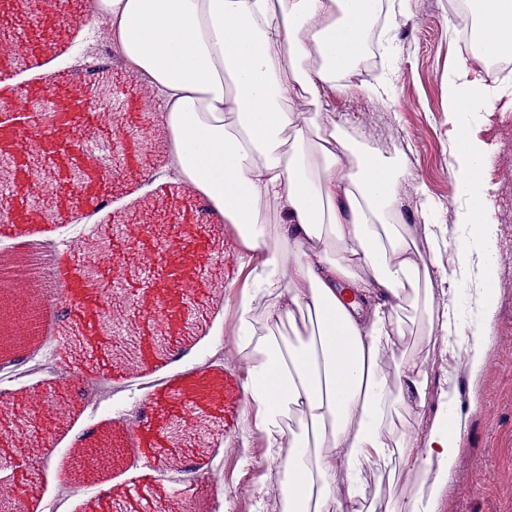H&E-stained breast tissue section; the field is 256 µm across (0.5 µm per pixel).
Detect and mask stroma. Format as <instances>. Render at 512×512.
Here are the masks:
<instances>
[{
    "instance_id": "obj_1",
    "label": "stroma",
    "mask_w": 512,
    "mask_h": 512,
    "mask_svg": "<svg viewBox=\"0 0 512 512\" xmlns=\"http://www.w3.org/2000/svg\"><path fill=\"white\" fill-rule=\"evenodd\" d=\"M82 7V0H71L66 23L48 13L37 34L39 50L0 64V77L11 89L37 94L58 86L70 92L64 118L68 133L49 146L43 163L50 193L67 201L61 221L0 222V253L18 241H53L51 275L68 285L66 315L53 341L40 348L34 373L0 381V407L21 392L53 389L56 369L83 376L70 391L74 409L66 427L50 436L49 461L39 480L42 494L28 501V512H85L87 500L109 502L119 487L157 489L187 512H255L257 501L276 500L278 493L258 483L265 443L245 423L243 399L226 392L244 382L234 329L236 278L244 256L236 228L214 221L203 203L165 172L166 135L155 106L141 96L117 59L112 78L121 122L98 124L87 91L95 80L93 68L106 53L95 37L96 17ZM464 23L449 14L448 0H411L409 10L379 34L392 51L363 63L347 90L319 104L297 97L293 105L301 125L327 109L358 149L406 164L394 221L407 229L429 268L436 301L429 309L406 302L393 313L403 348L426 360V389L423 399L399 407L389 427L391 439L408 431L429 432L441 413L455 414L458 452L436 512H512V125L502 121L512 105L495 100L489 111L474 116L484 124L493 151L487 184L496 220L494 309L481 319L474 302L479 257H472L469 277L450 276L457 264L456 214L466 198L452 172L445 108L451 70L472 62L460 42ZM381 76L388 78L391 92L377 98L366 87ZM89 139L99 146L94 162L83 149ZM76 170L89 172L98 194L89 199L75 195ZM426 201L436 207L432 231L421 216ZM116 213L127 220L117 238L112 235ZM90 236L102 242V256L76 249V242ZM146 251L153 259L149 271L129 265L131 255ZM205 257L221 266L220 280L185 277L164 296L149 290V281H162L180 261L193 264ZM117 280L138 302L128 311L129 322L149 350L134 369L116 355V336L90 327L82 317L89 305L108 307ZM448 305L454 311L447 348L427 338L430 312ZM159 314L180 327L176 346L167 351L156 346L154 319ZM474 349L483 360L476 373L460 360L464 351ZM207 385L223 406L209 414L212 432L201 454L186 442L173 445L165 426L178 418L186 431H194L193 411ZM103 438L123 454V464L105 463L102 479L63 488L72 449L97 445ZM171 456L179 461L177 469L166 466ZM412 465L407 448L387 465L363 463L357 512H384L387 501L414 495L419 478Z\"/></svg>"
}]
</instances>
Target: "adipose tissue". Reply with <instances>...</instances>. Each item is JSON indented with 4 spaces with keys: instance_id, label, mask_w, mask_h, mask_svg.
<instances>
[{
    "instance_id": "obj_1",
    "label": "adipose tissue",
    "mask_w": 512,
    "mask_h": 512,
    "mask_svg": "<svg viewBox=\"0 0 512 512\" xmlns=\"http://www.w3.org/2000/svg\"><path fill=\"white\" fill-rule=\"evenodd\" d=\"M381 0H92L129 73L159 100L166 165L249 254L238 294L245 419L259 432L283 512H350L358 468L391 457L395 405L421 395L425 361L399 349L396 302L423 299L420 266L396 209L399 174L361 153L335 119L303 130L293 95L347 89ZM476 55L512 60V0H473ZM496 90L480 70L448 80L454 175L469 204L458 262L481 254L479 303L493 310L495 225L483 172L490 152L469 114ZM274 205L280 221L268 223ZM392 358L395 378L382 364ZM440 418L414 469L429 486L387 512H435L457 454Z\"/></svg>"
}]
</instances>
